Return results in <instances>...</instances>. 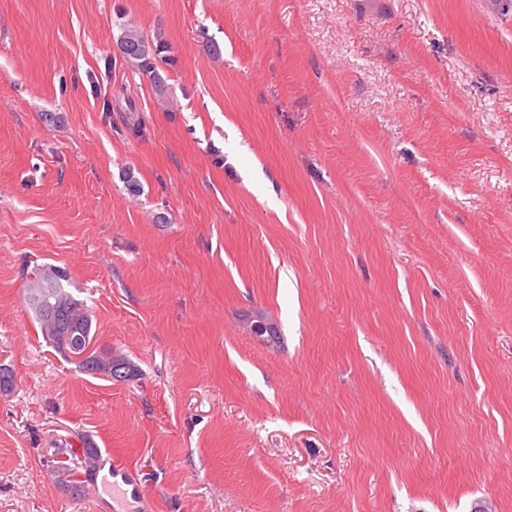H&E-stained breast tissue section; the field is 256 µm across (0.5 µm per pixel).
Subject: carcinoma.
Returning a JSON list of instances; mask_svg holds the SVG:
<instances>
[{"label":"carcinoma","instance_id":"obj_1","mask_svg":"<svg viewBox=\"0 0 512 512\" xmlns=\"http://www.w3.org/2000/svg\"><path fill=\"white\" fill-rule=\"evenodd\" d=\"M116 46H132L136 51L122 53V59L141 68L146 73L154 72L152 58L158 49L132 25L123 27ZM69 282L65 271L56 266L43 265L35 268L25 277V301L37 322L43 338L55 341V337L91 336L92 318L83 302L76 299L66 288ZM78 367L85 373L102 375L109 379L129 380L134 369L128 363L112 357V350L93 351L91 357L77 361Z\"/></svg>","mask_w":512,"mask_h":512}]
</instances>
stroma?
I'll use <instances>...</instances> for the list:
<instances>
[{"label": "stroma", "instance_id": "obj_1", "mask_svg": "<svg viewBox=\"0 0 512 512\" xmlns=\"http://www.w3.org/2000/svg\"><path fill=\"white\" fill-rule=\"evenodd\" d=\"M37 265L135 377L43 339ZM0 368V512H110L87 440L123 512H512V7L0 0ZM116 46L118 48L123 46L136 47L135 52L122 53V59L132 66L141 68L147 74L155 73L151 60L159 51L158 45H155L154 49L149 40L136 27L132 25L123 27V33L118 38ZM101 351L93 350L91 357L86 360H75L78 367L88 375H102L109 379L130 380L134 376V369L123 358V362L116 358H112L111 349H102Z\"/></svg>", "mask_w": 512, "mask_h": 512}]
</instances>
